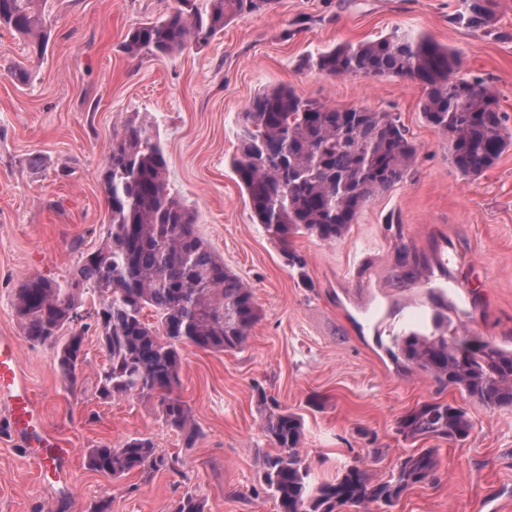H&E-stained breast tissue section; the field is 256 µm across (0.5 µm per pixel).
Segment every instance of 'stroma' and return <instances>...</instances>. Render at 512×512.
Listing matches in <instances>:
<instances>
[{
    "mask_svg": "<svg viewBox=\"0 0 512 512\" xmlns=\"http://www.w3.org/2000/svg\"><path fill=\"white\" fill-rule=\"evenodd\" d=\"M174 0H42L53 28L43 59L0 29V336L12 339L19 366L49 429L73 450L70 483L44 476L38 460L7 428L0 407V512H169L193 493L208 512H277L265 493L258 457L274 453L261 429L257 389L304 418L302 448L317 481L363 461L388 475L423 441L404 439L398 418L439 399L464 407L468 439L441 445L434 482L408 491L391 512H512V412L490 411L459 389L437 390L397 367L391 339L374 332L386 311L423 300L430 285L407 278L403 247L448 265L453 321L470 335L512 345V150L477 178L462 177L448 142L420 112L423 90L403 78H333L304 67L310 55L392 32L426 35L456 50L459 74L479 79L512 116V0H494L485 29L454 24L466 0H275L272 9L226 25L209 43L164 60L128 57L127 32L165 16ZM32 71L14 84L9 69ZM286 85L339 108L399 116L421 146L406 180L371 200L340 240L299 234L293 267L256 224L229 162L242 114L258 93ZM149 117L165 147L172 192L197 217V230L253 290L261 317L240 352H183L178 392L202 436L185 447L150 404L102 399L107 362L88 331L82 383L70 388L56 350L26 339L12 306L31 276L70 279L82 253L98 247L108 222L101 174L122 117ZM40 166H32L33 156ZM152 439L178 456L180 473L138 471L111 479L91 470L88 449L130 437Z\"/></svg>",
    "mask_w": 512,
    "mask_h": 512,
    "instance_id": "obj_1",
    "label": "stroma"
}]
</instances>
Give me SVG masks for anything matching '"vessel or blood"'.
<instances>
[{
	"instance_id": "b4317fda",
	"label": "vessel or blood",
	"mask_w": 512,
	"mask_h": 512,
	"mask_svg": "<svg viewBox=\"0 0 512 512\" xmlns=\"http://www.w3.org/2000/svg\"><path fill=\"white\" fill-rule=\"evenodd\" d=\"M0 402L7 404L12 429L37 454L42 468L60 473L71 451L45 425L29 384L16 365L15 348L3 338L0 339Z\"/></svg>"
}]
</instances>
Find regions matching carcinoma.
Here are the masks:
<instances>
[{
  "mask_svg": "<svg viewBox=\"0 0 512 512\" xmlns=\"http://www.w3.org/2000/svg\"><path fill=\"white\" fill-rule=\"evenodd\" d=\"M273 2L175 0L166 16L130 29L124 50L132 58H170ZM492 16V0H469L455 21L482 29ZM0 28L22 38L28 52L46 54L52 28L40 0H0ZM304 65L338 78L398 77L419 84L422 118L448 138L451 163L464 178L483 174L512 147V127L495 93L482 82L457 77L458 55L427 36L394 32L339 44ZM242 119L231 167L264 233L285 253L290 237L300 232L328 243L343 238L371 199L411 173L420 151L390 112L337 108L289 86L255 95ZM102 185L109 222L100 246L82 257L65 283L45 276L23 281L13 295L15 314L30 342L56 346L58 369L72 388L84 373V335L95 327L107 356L98 372L99 396L155 402L166 425L190 448L202 432L176 394L184 348L243 349L260 320L252 288L198 234L195 213L169 187L159 135L139 115L126 117L113 134ZM88 289L99 299L91 312L84 311L82 301ZM147 310L155 323L144 317ZM388 352L442 390L456 387L491 411L512 410V348L459 333L446 313L436 316L426 334L393 337ZM257 403L262 431L279 448L259 456L264 489L278 512H337L346 504L362 509L375 504L390 512L440 468V448L433 446L404 457L387 477L354 462L335 480L315 484L299 448L303 417L281 409L264 390L258 391ZM473 429L464 408L437 399L397 420L406 440L458 442ZM87 463L111 478L133 470L179 472L178 458L158 453L152 440L141 436L116 448H92ZM205 508V500L187 492L171 512Z\"/></svg>",
  "mask_w": 512,
  "mask_h": 512,
  "instance_id": "obj_1",
  "label": "carcinoma"
}]
</instances>
